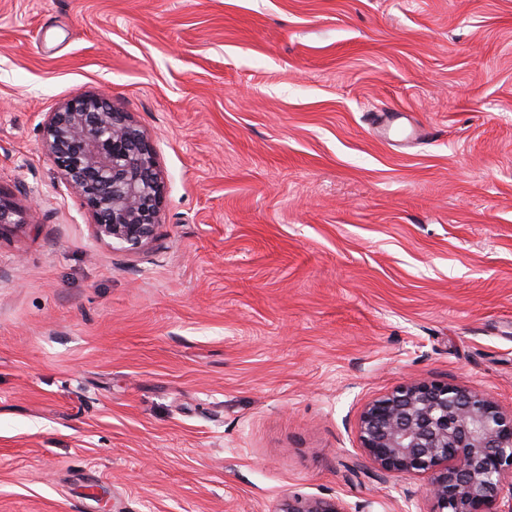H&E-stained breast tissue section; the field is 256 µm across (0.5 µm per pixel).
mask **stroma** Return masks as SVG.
Returning <instances> with one entry per match:
<instances>
[{"mask_svg":"<svg viewBox=\"0 0 512 512\" xmlns=\"http://www.w3.org/2000/svg\"><path fill=\"white\" fill-rule=\"evenodd\" d=\"M78 93L154 146L138 251L43 146ZM0 193V512H434L364 405L512 410V0H0ZM283 512H349L338 498H288Z\"/></svg>","mask_w":512,"mask_h":512,"instance_id":"35a3bbf8","label":"stroma"}]
</instances>
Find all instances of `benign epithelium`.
Masks as SVG:
<instances>
[{
    "label": "benign epithelium",
    "mask_w": 512,
    "mask_h": 512,
    "mask_svg": "<svg viewBox=\"0 0 512 512\" xmlns=\"http://www.w3.org/2000/svg\"><path fill=\"white\" fill-rule=\"evenodd\" d=\"M44 147L90 210L92 231L127 251L153 238L163 185L146 135L99 94H76L44 121ZM23 212L0 193V231ZM377 478L428 475L434 512H512V412L448 382L409 381L365 405L357 423ZM283 512H348L336 499L293 497Z\"/></svg>",
    "instance_id": "benign-epithelium-1"
}]
</instances>
